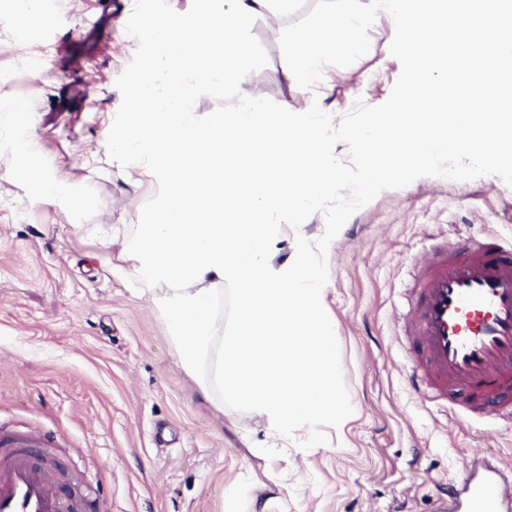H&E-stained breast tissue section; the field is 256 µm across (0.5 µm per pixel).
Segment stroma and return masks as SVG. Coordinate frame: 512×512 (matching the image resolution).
Instances as JSON below:
<instances>
[{
	"instance_id": "35a3bbf8",
	"label": "stroma",
	"mask_w": 512,
	"mask_h": 512,
	"mask_svg": "<svg viewBox=\"0 0 512 512\" xmlns=\"http://www.w3.org/2000/svg\"><path fill=\"white\" fill-rule=\"evenodd\" d=\"M134 0H51L49 27L19 26L0 0V98L19 110L30 164L0 125V436L39 427L42 454L70 481L81 512H224L237 477L255 482L241 512H435L436 487L473 456L512 467V428L455 420L405 382L396 308L409 258L435 239L512 237V187L499 177L424 176L357 210L327 252L326 312L353 407L341 439L288 454V484L253 448L270 437L249 414L218 410L180 365L162 317L139 298L121 244L99 229L138 223L158 185L128 176L106 140L121 103L116 79L137 43ZM284 20L256 18L268 55L250 76L264 97L293 98L279 37ZM379 18L371 50L331 67L334 117L356 100L384 103L401 72ZM42 180L69 195L42 197ZM81 225L72 233V225Z\"/></svg>"
}]
</instances>
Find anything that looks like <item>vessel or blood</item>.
Listing matches in <instances>:
<instances>
[{
    "label": "vessel or blood",
    "mask_w": 512,
    "mask_h": 512,
    "mask_svg": "<svg viewBox=\"0 0 512 512\" xmlns=\"http://www.w3.org/2000/svg\"><path fill=\"white\" fill-rule=\"evenodd\" d=\"M412 387L464 418L512 424V240L430 246L403 295ZM33 431L0 440V512H65L59 480ZM441 512H512V471L481 456L438 489Z\"/></svg>",
    "instance_id": "obj_1"
}]
</instances>
